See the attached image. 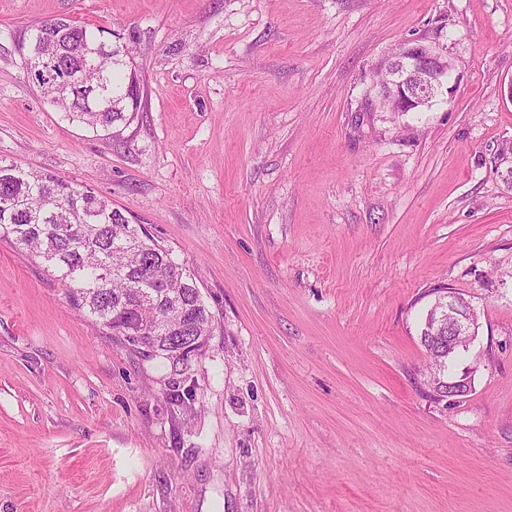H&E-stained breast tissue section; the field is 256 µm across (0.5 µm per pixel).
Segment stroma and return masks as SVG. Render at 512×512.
Masks as SVG:
<instances>
[{"instance_id": "35a3bbf8", "label": "stroma", "mask_w": 512, "mask_h": 512, "mask_svg": "<svg viewBox=\"0 0 512 512\" xmlns=\"http://www.w3.org/2000/svg\"><path fill=\"white\" fill-rule=\"evenodd\" d=\"M55 17L130 48L129 126L29 80ZM409 42L456 81L389 112ZM511 82L512 0H0V159L108 199L214 316L175 372L0 241V512H512ZM436 287L479 314L460 402L425 385Z\"/></svg>"}]
</instances>
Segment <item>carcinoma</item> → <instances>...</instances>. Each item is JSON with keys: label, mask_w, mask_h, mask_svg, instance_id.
<instances>
[{"label": "carcinoma", "mask_w": 512, "mask_h": 512, "mask_svg": "<svg viewBox=\"0 0 512 512\" xmlns=\"http://www.w3.org/2000/svg\"><path fill=\"white\" fill-rule=\"evenodd\" d=\"M28 77L72 120L96 131L127 125L139 109L136 72L115 52L91 59L107 44L91 30L48 19L30 30L25 45ZM77 78L92 94L63 97L57 83ZM83 186L60 176L0 160V239L40 261L59 281L73 308L134 349L188 368L174 356L198 336L210 335L212 315L186 267L107 200L84 205ZM152 332L138 342L134 336ZM432 372H453L448 323L420 327Z\"/></svg>", "instance_id": "obj_1"}]
</instances>
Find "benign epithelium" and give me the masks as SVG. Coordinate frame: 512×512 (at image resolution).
<instances>
[{
    "label": "benign epithelium",
    "instance_id": "7a95c632",
    "mask_svg": "<svg viewBox=\"0 0 512 512\" xmlns=\"http://www.w3.org/2000/svg\"><path fill=\"white\" fill-rule=\"evenodd\" d=\"M453 71V63L436 49L409 44L388 64L379 82V104L394 112L429 110L448 92ZM434 308L440 311L439 319L448 321V350L457 345L469 349L478 330L470 301L456 292L440 290ZM475 370L472 366L439 379L448 386V399L460 402L473 392Z\"/></svg>",
    "mask_w": 512,
    "mask_h": 512
}]
</instances>
